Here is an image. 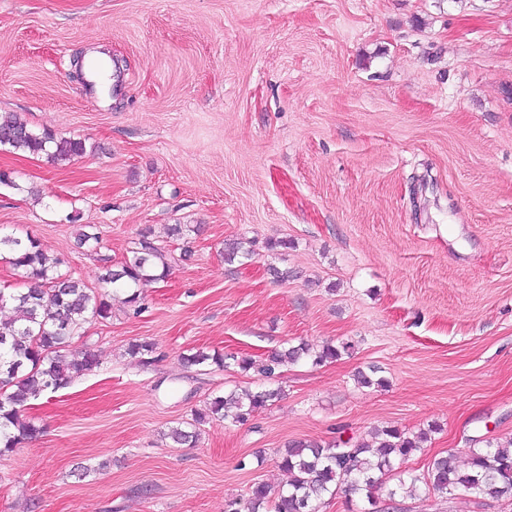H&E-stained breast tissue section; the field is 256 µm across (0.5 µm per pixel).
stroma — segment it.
Wrapping results in <instances>:
<instances>
[{
	"label": "stroma",
	"instance_id": "stroma-1",
	"mask_svg": "<svg viewBox=\"0 0 512 512\" xmlns=\"http://www.w3.org/2000/svg\"><path fill=\"white\" fill-rule=\"evenodd\" d=\"M93 55L110 85L85 76ZM1 114L87 153L0 146V235L36 238L92 288L144 236L170 271L140 284V312L113 303L73 337L99 365L32 401L44 432L0 455V512H225L287 481L291 440L424 430L419 474L512 440V0H0ZM84 225L99 252L78 247ZM230 239L250 258L225 263ZM136 340L151 367L127 355ZM302 341L353 349L269 380L182 361L262 364ZM266 383L283 397L247 424L167 440L213 396ZM376 505L512 512L459 492Z\"/></svg>",
	"mask_w": 512,
	"mask_h": 512
}]
</instances>
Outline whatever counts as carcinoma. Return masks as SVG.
<instances>
[{"mask_svg": "<svg viewBox=\"0 0 512 512\" xmlns=\"http://www.w3.org/2000/svg\"><path fill=\"white\" fill-rule=\"evenodd\" d=\"M0 146H9L32 154L42 153L53 162L70 161L87 153L85 142L57 138L49 132L37 133L26 121L16 117L0 120ZM10 253V263L22 273L27 287L6 295L0 292V309L13 305L16 318L0 319V455L36 440L43 428L26 415V406L47 392L69 387L73 381L95 369L97 354L90 349L77 357L67 354L71 339L92 319L111 317L112 303L107 294L89 288L82 280L60 271L63 261L49 256L40 243L28 236H0V251ZM251 251L241 241L224 245V261L249 258ZM169 265L163 251L144 237L130 250L120 268L106 265L98 278L99 287L122 291V303L138 308L144 281L166 277ZM348 342L326 343L320 347L301 342L273 352L257 367L249 359L233 354L197 351L184 357L189 366L236 365L241 371L253 368L270 378L287 363L309 359L314 365L333 362L351 353ZM154 344L132 342L127 354L143 367L155 362ZM276 387H261L244 392L231 391L210 399L204 408L194 411L191 429L174 427L169 438L177 445L192 447L197 443V427L210 421L243 425L254 414L282 398ZM375 442L343 447L337 442L294 441L279 458V467L288 481L277 489L265 483L252 485L247 501L228 505L226 512H322L326 499L343 491L357 495L369 505L381 492L394 497L405 485L422 482L428 491L438 494L461 490L475 497L483 494L512 498V442H486L483 448L468 449L465 467H460L453 452L436 457L423 476L408 475L393 487L384 476L395 470L396 463L423 448L428 433H407L395 427L378 429Z\"/></svg>", "mask_w": 512, "mask_h": 512, "instance_id": "carcinoma-1", "label": "carcinoma"}]
</instances>
